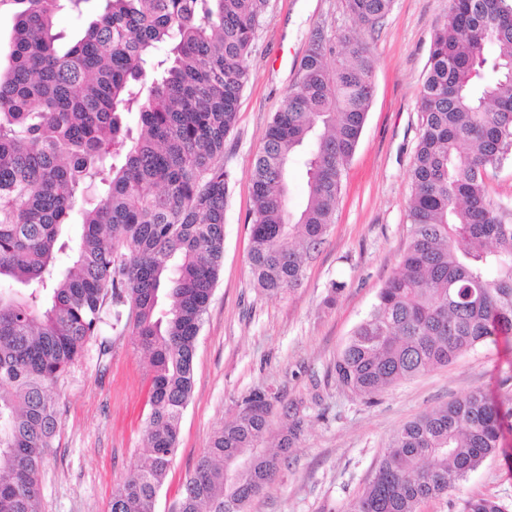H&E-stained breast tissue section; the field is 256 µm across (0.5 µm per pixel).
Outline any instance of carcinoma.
<instances>
[{"mask_svg":"<svg viewBox=\"0 0 512 512\" xmlns=\"http://www.w3.org/2000/svg\"><path fill=\"white\" fill-rule=\"evenodd\" d=\"M86 2L0 0L17 6L0 70V512H41L39 474L61 420L53 387L104 324L135 337L150 382L146 460L113 490L110 512H155L222 267L224 143L266 0H105L61 47L58 14ZM346 2L372 27L394 0ZM509 14L512 0H450L435 33L410 170L411 240L334 364L353 394L512 336V212L486 183L488 169L512 158ZM374 70L349 32L312 41L302 57L254 159L256 287H298L323 244ZM297 162L306 195L294 212ZM75 213L81 232L69 237ZM274 400L253 391L213 431L178 512H244L302 431L300 410L285 405L291 424L265 447ZM505 417L481 390L418 415L391 437L348 512H419L498 452ZM461 512L506 509L474 497Z\"/></svg>","mask_w":512,"mask_h":512,"instance_id":"cac0c4a2","label":"carcinoma"}]
</instances>
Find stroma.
Masks as SVG:
<instances>
[{"label": "stroma", "instance_id": "obj_1", "mask_svg": "<svg viewBox=\"0 0 512 512\" xmlns=\"http://www.w3.org/2000/svg\"><path fill=\"white\" fill-rule=\"evenodd\" d=\"M447 13L448 0H395L391 12L367 28L346 0H267L246 59L249 80L237 123L224 143L231 180L223 268L197 338L193 393L156 512H173L180 484L213 430L258 389L281 398L270 417L272 433L283 425L286 403L298 406L304 424L287 465L246 512H348L403 424L477 389L508 414L500 450L420 512H460L465 499L478 496L495 497L512 512V338L477 347L369 400L341 387L332 372L410 239L420 91ZM342 32L359 34L376 60L374 97L324 243L298 288L269 295L255 288L248 264L254 158L312 40L330 42ZM145 364L134 337L107 327L59 380L61 424L40 474L43 512H110L113 489L142 458Z\"/></svg>", "mask_w": 512, "mask_h": 512}]
</instances>
